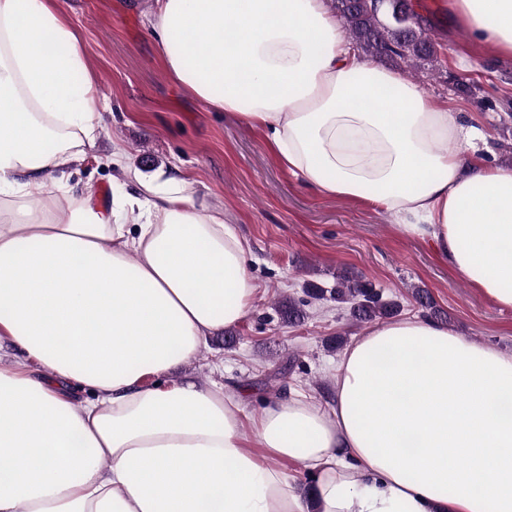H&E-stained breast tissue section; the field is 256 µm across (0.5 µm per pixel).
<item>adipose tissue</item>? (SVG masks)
Returning a JSON list of instances; mask_svg holds the SVG:
<instances>
[{"label":"adipose tissue","mask_w":512,"mask_h":512,"mask_svg":"<svg viewBox=\"0 0 512 512\" xmlns=\"http://www.w3.org/2000/svg\"><path fill=\"white\" fill-rule=\"evenodd\" d=\"M452 7L512 54V0ZM146 18L198 100L512 308V166L465 168L473 128L364 61L328 0H150ZM101 124L52 0H0V512H512V354L444 323L367 329L328 409L291 395L249 421L222 383L174 378L251 311L247 248L223 210L179 177L144 181L121 144L110 209L59 183ZM286 462L314 475L312 500Z\"/></svg>","instance_id":"1"}]
</instances>
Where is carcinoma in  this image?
I'll return each mask as SVG.
<instances>
[{"label": "carcinoma", "mask_w": 512, "mask_h": 512, "mask_svg": "<svg viewBox=\"0 0 512 512\" xmlns=\"http://www.w3.org/2000/svg\"><path fill=\"white\" fill-rule=\"evenodd\" d=\"M331 9L342 31L363 55L372 60L402 61L410 76L436 64L437 43L429 20L416 11L412 0H388L379 9L375 0H331ZM332 298L350 305V315L357 321L369 322L386 318L397 305L385 302L372 284L336 277ZM281 314L288 323L301 321L304 308L293 300L281 305Z\"/></svg>", "instance_id": "carcinoma-1"}]
</instances>
